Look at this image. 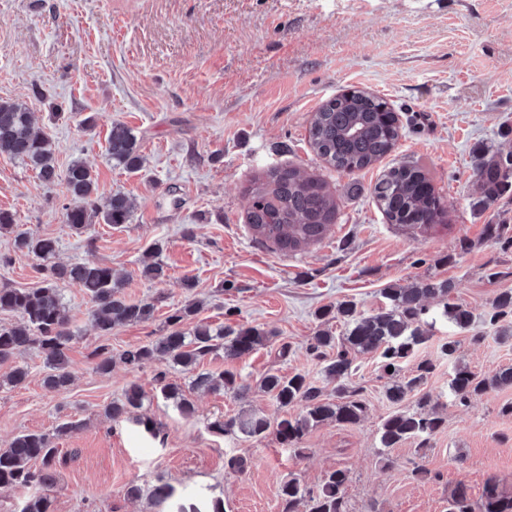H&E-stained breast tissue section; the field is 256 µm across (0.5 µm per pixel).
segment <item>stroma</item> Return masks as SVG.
I'll list each match as a JSON object with an SVG mask.
<instances>
[{
    "label": "stroma",
    "instance_id": "35a3bbf8",
    "mask_svg": "<svg viewBox=\"0 0 512 512\" xmlns=\"http://www.w3.org/2000/svg\"><path fill=\"white\" fill-rule=\"evenodd\" d=\"M36 86L45 101L34 100ZM348 88L383 98L402 126L392 152L350 175L309 145L314 112ZM0 98L28 102L59 171L83 161L99 200L123 194L131 212L127 223L97 220L76 236L65 218L64 179L43 182L5 154L0 209L14 214L18 230L56 239L57 262L107 264L127 300L155 305L151 320L102 336L83 288L60 284L74 333L72 383L61 392L44 388V356L35 348L0 362V448L25 432L81 423L57 441L65 459L50 491L54 512H208L216 501L224 512H280L284 483L315 490L336 469L349 473L351 512H448L457 484L476 500L491 477L512 494V414L503 411L512 387L465 406L452 402L449 388L453 367L489 375L512 366V338L473 339L498 293L512 289V250L486 235L490 224L512 227V192L485 211L472 208L480 195L476 155L512 150V0H0ZM55 105L70 120H52ZM92 113L97 124L84 129L80 121ZM114 121L140 139L137 172L107 157ZM407 161L427 172L442 223H389L373 199L383 171ZM285 167L320 178L337 204L326 234L294 251L256 238L247 223L250 192ZM152 248L165 270L159 280L142 273ZM492 269L498 279H488ZM428 277L452 282L451 299L474 322L459 329L439 318L438 300L425 302L433 337L416 358L437 368L421 390L446 418L427 445L381 448L378 429L395 406L383 396L373 354L356 356L348 380L367 406L358 424L311 426L296 450L272 431L250 438L212 429L253 413L273 422L298 417L300 407H279L260 390L269 372L307 374L333 397L335 381L306 346L322 327L340 338L349 325L322 324L316 310L350 301L369 315L385 306L383 289ZM188 278L194 287H185ZM189 301L199 321L269 332L250 354L228 361L218 353L199 365L212 373L235 368L250 387L244 397L194 389L190 373L170 362L136 370L119 362L123 350L164 334L167 315ZM448 340L457 344L449 358L440 351ZM102 347L115 358L105 374L96 369ZM19 366L26 381L5 385ZM161 370L193 402L192 416L160 395L154 376ZM133 383L144 392L141 424L113 421L106 406ZM147 419L158 436L145 432ZM233 457L245 468L231 467ZM419 465L431 478L414 477ZM159 483L174 490L160 506L148 495ZM133 486L140 498L129 496Z\"/></svg>",
    "mask_w": 512,
    "mask_h": 512
}]
</instances>
